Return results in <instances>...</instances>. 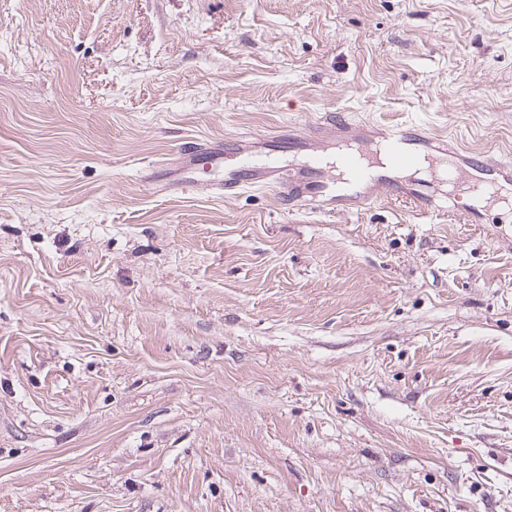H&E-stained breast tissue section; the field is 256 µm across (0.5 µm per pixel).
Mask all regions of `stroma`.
I'll return each mask as SVG.
<instances>
[{"mask_svg": "<svg viewBox=\"0 0 512 512\" xmlns=\"http://www.w3.org/2000/svg\"><path fill=\"white\" fill-rule=\"evenodd\" d=\"M331 114L512 158V0H0V512H512V211L151 181Z\"/></svg>", "mask_w": 512, "mask_h": 512, "instance_id": "stroma-1", "label": "stroma"}]
</instances>
